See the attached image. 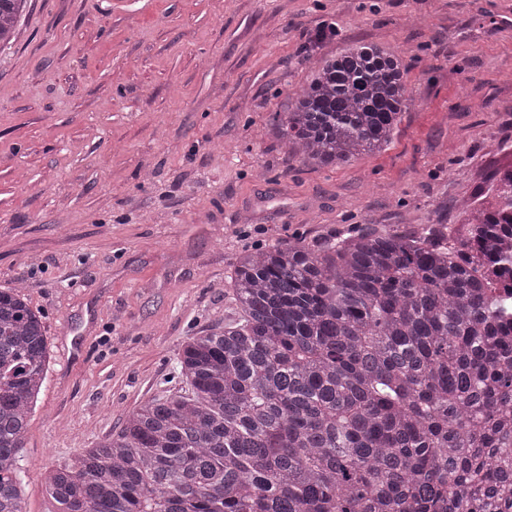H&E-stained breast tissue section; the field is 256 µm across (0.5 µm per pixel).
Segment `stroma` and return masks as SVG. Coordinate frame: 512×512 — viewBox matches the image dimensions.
Returning a JSON list of instances; mask_svg holds the SVG:
<instances>
[{"mask_svg":"<svg viewBox=\"0 0 512 512\" xmlns=\"http://www.w3.org/2000/svg\"><path fill=\"white\" fill-rule=\"evenodd\" d=\"M362 44L396 52L411 103L381 150L302 165L272 118ZM507 141L512 0H27L0 50V289L23 286L48 349L24 512H57L45 473L186 390L184 343L239 317L241 254L461 223Z\"/></svg>","mask_w":512,"mask_h":512,"instance_id":"stroma-1","label":"stroma"}]
</instances>
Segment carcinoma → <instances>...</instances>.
I'll list each match as a JSON object with an SVG mask.
<instances>
[{"label": "carcinoma", "instance_id": "1", "mask_svg": "<svg viewBox=\"0 0 512 512\" xmlns=\"http://www.w3.org/2000/svg\"><path fill=\"white\" fill-rule=\"evenodd\" d=\"M26 0H0V48ZM273 117L303 164L391 140L397 56L324 62ZM454 229L361 226L242 255L241 319L188 338L185 394L45 476L60 512H512V166ZM41 316L0 290V512L47 372Z\"/></svg>", "mask_w": 512, "mask_h": 512}]
</instances>
